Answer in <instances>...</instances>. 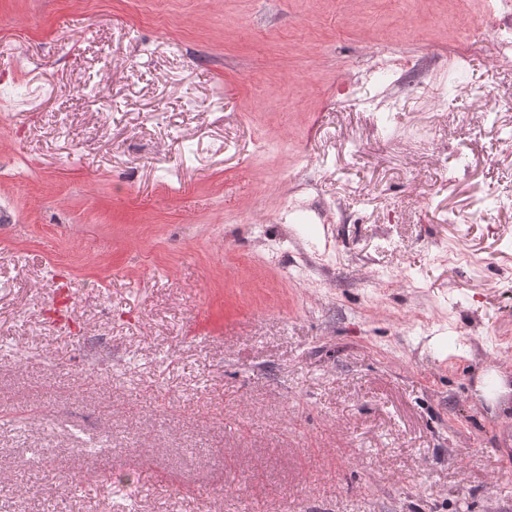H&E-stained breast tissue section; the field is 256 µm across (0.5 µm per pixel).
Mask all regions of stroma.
<instances>
[{
    "label": "stroma",
    "instance_id": "1",
    "mask_svg": "<svg viewBox=\"0 0 512 512\" xmlns=\"http://www.w3.org/2000/svg\"><path fill=\"white\" fill-rule=\"evenodd\" d=\"M477 2L0 0V512H512Z\"/></svg>",
    "mask_w": 512,
    "mask_h": 512
}]
</instances>
